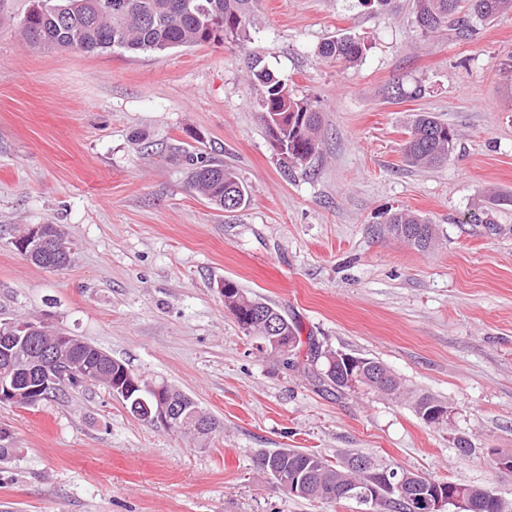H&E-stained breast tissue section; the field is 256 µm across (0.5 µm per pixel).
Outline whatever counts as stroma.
<instances>
[{
    "instance_id": "35a3bbf8",
    "label": "stroma",
    "mask_w": 512,
    "mask_h": 512,
    "mask_svg": "<svg viewBox=\"0 0 512 512\" xmlns=\"http://www.w3.org/2000/svg\"><path fill=\"white\" fill-rule=\"evenodd\" d=\"M32 6L0 0V318L91 342L219 426L202 445L92 385L0 405L13 446L0 512H365L284 497L253 465L280 448L360 453L512 503V472L494 464L512 453V15L426 37L413 0H257L244 44L129 53L33 45L20 30ZM343 35L363 56L323 58ZM253 54L321 108L306 166L259 119ZM421 112L459 134L445 165L403 157ZM190 152L231 167L249 204L226 212L192 192ZM399 209L436 224L434 249L379 235ZM486 210L492 225L469 222ZM36 224L62 226L68 267L13 246ZM224 280L286 312L297 364L313 344L377 359L443 401L446 423L425 424L407 398L332 395L258 352L224 308Z\"/></svg>"
}]
</instances>
